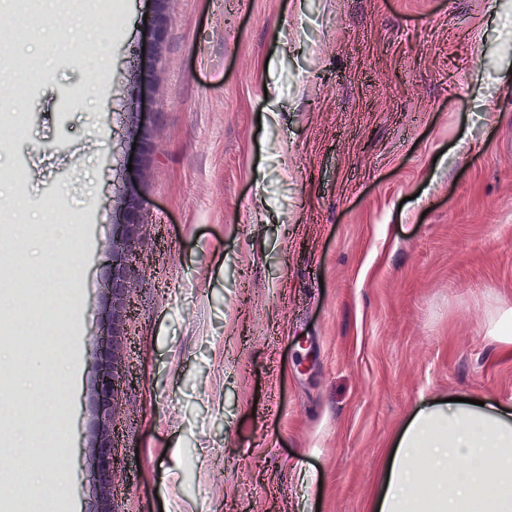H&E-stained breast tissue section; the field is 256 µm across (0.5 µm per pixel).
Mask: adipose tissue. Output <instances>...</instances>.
I'll list each match as a JSON object with an SVG mask.
<instances>
[{"label": "adipose tissue", "instance_id": "1", "mask_svg": "<svg viewBox=\"0 0 512 512\" xmlns=\"http://www.w3.org/2000/svg\"><path fill=\"white\" fill-rule=\"evenodd\" d=\"M512 512V411L421 404L387 461L374 512Z\"/></svg>", "mask_w": 512, "mask_h": 512}]
</instances>
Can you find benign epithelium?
<instances>
[{
  "label": "benign epithelium",
  "instance_id": "1",
  "mask_svg": "<svg viewBox=\"0 0 512 512\" xmlns=\"http://www.w3.org/2000/svg\"><path fill=\"white\" fill-rule=\"evenodd\" d=\"M167 0H154L153 17L149 26L150 45L137 73L135 82L149 93L157 79V63L167 37L165 4ZM154 151V141L148 126L141 127L136 139L135 171L140 175ZM114 210L119 219L115 224L112 240V368L102 369L95 380L97 408L103 419L102 429L94 440L86 445L87 453L97 465L100 477L101 494L104 502L110 501V488L114 460L112 457V438L109 431L112 401L118 395L121 382L122 347L118 340L120 324L127 298L138 281L136 273V244L139 241L141 220V199L135 186L131 185L117 200Z\"/></svg>",
  "mask_w": 512,
  "mask_h": 512
}]
</instances>
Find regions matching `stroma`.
Listing matches in <instances>:
<instances>
[{
  "mask_svg": "<svg viewBox=\"0 0 512 512\" xmlns=\"http://www.w3.org/2000/svg\"><path fill=\"white\" fill-rule=\"evenodd\" d=\"M152 0L0 10V206L69 214L78 382L48 399L68 512H98L94 383L112 357L113 201L142 199L121 326L115 512H370L422 401L512 409V0ZM152 125L129 171L128 112ZM52 237L0 280L16 336L63 279ZM26 371L0 380V501L25 463ZM167 0H154L153 17L149 26L150 45L137 73L134 74L135 82L140 89L150 93L157 79V63L167 37V20L165 15V4ZM154 141L148 126L142 124L141 131L136 139L135 147V171L137 176H141L145 166L154 151Z\"/></svg>",
  "mask_w": 512,
  "mask_h": 512,
  "instance_id": "obj_1",
  "label": "stroma"
}]
</instances>
